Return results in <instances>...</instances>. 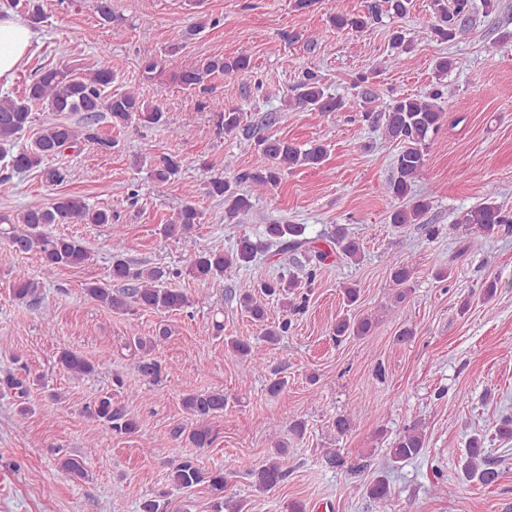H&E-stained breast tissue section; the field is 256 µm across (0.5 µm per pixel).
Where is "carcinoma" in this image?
Masks as SVG:
<instances>
[{"label": "carcinoma", "instance_id": "obj_1", "mask_svg": "<svg viewBox=\"0 0 512 512\" xmlns=\"http://www.w3.org/2000/svg\"><path fill=\"white\" fill-rule=\"evenodd\" d=\"M324 5L329 23L338 30L362 31L379 21L380 12L368 15H351L336 8V0H294L295 8L308 10L316 4ZM10 7L30 26L45 19L41 0H11ZM436 21L422 33V38L438 43H449L464 35L476 12L474 0H433ZM390 54L385 59L389 64H406L410 61L412 42L405 34L395 30L389 38ZM252 70L251 57L238 54L232 57H209L201 65L185 69L178 74L179 83L186 89L206 90L205 81L215 74L238 75ZM115 75L109 67H99L81 75L72 70L55 67H41L30 79L20 95L0 97V162L15 170H38L51 185H60L66 180V172L45 166V162L85 141L97 143L100 148H112V139L98 133L99 119L109 116L112 126L127 127L132 122L144 127H159L167 124L163 109L147 103L131 90L110 91ZM291 104L307 111L346 112L359 107L365 121L372 119L368 108L373 93L366 90L361 100L353 97L332 95L326 92L323 78L317 71L309 69L293 88ZM442 91L438 88L426 95L395 97L385 111L377 118L383 120L389 141L400 145L394 158V173L387 183V193L399 205L389 211V223L396 227L405 224H419L428 212L430 202L423 198L412 203L407 201L414 183L425 169L427 152L438 134L445 110L441 104ZM203 107L213 112L218 125L227 134L241 128L242 113L235 108L224 106V101L206 102ZM61 115L80 113L77 123L48 121L41 125L37 135L28 145L15 150L17 140L35 122L34 109ZM254 146L268 160V165L243 171L232 179L215 176L210 179L208 193L224 200V220L229 224H243L253 208V199L278 186L284 172L296 169H321L327 158V147L320 142H311L302 148L275 134L261 136ZM180 158L162 154L150 160V176L158 182L175 179L181 169ZM186 200L166 224L163 232L176 237L191 233L201 224L202 212L195 205L193 192L186 190ZM53 224H110L112 236V281L121 283L118 288L102 282H93L86 292L102 306L116 312L128 313L138 308L154 311H182L192 305L190 297L178 288L167 285V281L182 274L209 282L224 277L232 268L247 267L254 260L258 243L249 236L239 238L236 247L228 252L208 249L199 252L189 262L186 272H167L159 267H137L126 257L128 250L120 225L114 223L111 210L92 207L83 198L75 195L58 194L46 206H31L17 212H0V239L15 253L34 252L38 254L43 276L49 278L63 268H77L86 264L91 254L77 238L54 234L49 231ZM512 224V210L497 204L492 197L462 213L453 229L466 236L473 243L496 236L501 227ZM266 237L279 247L281 252L301 253L313 263L307 272L306 283L294 278L280 277L275 280H261L257 293L247 292L240 298V305L258 325H264L267 318L266 300L296 294L300 302H283V307L296 311L305 306L307 296L300 288H311L316 279V270L332 255L355 261L361 256L360 239L342 225L336 226L332 235L319 244V239L305 236L300 224L273 222L265 227ZM413 276V264L403 261L391 270V281L395 287L396 299H406L409 282ZM39 282L19 271L10 284L13 297L18 301L35 300ZM373 328L367 317L358 319L343 315L336 319L333 335L340 339L345 336H367ZM156 339L134 338L135 347L141 350L138 369L143 377L159 383L168 376L153 356ZM232 354L252 365L261 363V353L247 338H231L227 341ZM58 362L69 373L77 376L89 375L95 366L79 354L64 349L58 355ZM181 404L192 420L189 431L180 428L175 437L187 434L189 443L195 448H208L215 440L210 427L211 420L224 413V391L195 390L182 395ZM88 415L99 422L109 435H134L139 430L137 419L122 406L112 402V394L105 393L88 407ZM270 438L276 440L275 452L267 456L252 471L256 489L270 491L283 482L288 470L285 467L288 445L279 439V426L268 428ZM485 439L472 437L460 456L459 467L468 481L483 486L494 483L498 471L485 454ZM426 445L425 435L418 425L404 428L392 441L390 459L405 462L422 454ZM57 467L72 479L86 477L84 461L77 455L58 458ZM169 484L177 490H191L204 486L211 495L212 512H243V503L228 495V478L221 467L203 468L197 459L186 456L171 464L167 475ZM378 512H387L391 506V491L382 478L376 479L366 488Z\"/></svg>", "mask_w": 512, "mask_h": 512}]
</instances>
